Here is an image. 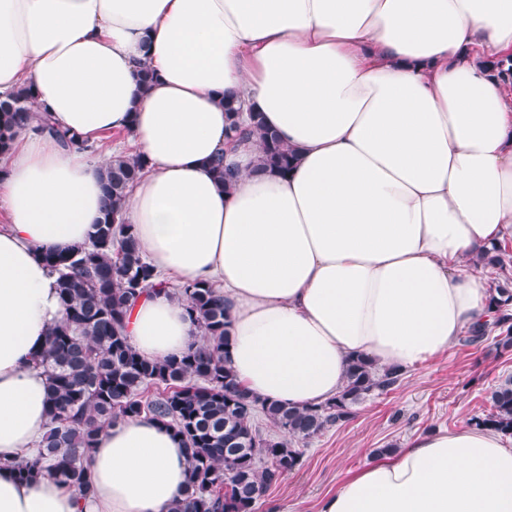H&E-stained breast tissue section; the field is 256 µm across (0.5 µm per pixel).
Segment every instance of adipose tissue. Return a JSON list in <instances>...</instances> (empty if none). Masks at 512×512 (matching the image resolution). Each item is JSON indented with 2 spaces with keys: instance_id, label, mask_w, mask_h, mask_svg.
<instances>
[{
  "instance_id": "ef3b65f1",
  "label": "adipose tissue",
  "mask_w": 512,
  "mask_h": 512,
  "mask_svg": "<svg viewBox=\"0 0 512 512\" xmlns=\"http://www.w3.org/2000/svg\"><path fill=\"white\" fill-rule=\"evenodd\" d=\"M509 57L512 0H0V99L26 85L59 128L130 132L141 251L217 287L237 382L297 408L335 397L352 360L413 369L489 321L477 256L512 238V80L493 66ZM228 96L294 150L288 173L258 136L226 138ZM116 155L25 126L0 158V512H168L188 480L180 438L146 417L100 434L94 496L15 470L46 429L62 317L42 254L87 241ZM125 331L158 361L207 341L165 291ZM319 512H512V448L479 426L421 433Z\"/></svg>"
}]
</instances>
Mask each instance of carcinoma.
Instances as JSON below:
<instances>
[{"mask_svg":"<svg viewBox=\"0 0 512 512\" xmlns=\"http://www.w3.org/2000/svg\"><path fill=\"white\" fill-rule=\"evenodd\" d=\"M228 136L247 133L240 108L224 103ZM36 122L64 145L90 149L86 140L59 131L22 86L0 101V153L10 147L13 128ZM250 130L263 140L266 164L285 171L294 155L252 115ZM214 178L231 185L224 156L210 160ZM143 164L136 158L116 157L102 175L106 202L100 223L90 239L65 252L47 251L43 259L55 276L54 287L63 318L48 331L42 365L48 380L49 429L35 460L17 476L31 481L49 474L87 497L94 485L84 465L96 448L104 427L127 418L146 416L169 427L184 443L190 473L182 497L170 512H256L267 491L302 465L303 449L334 425L347 422L353 408L367 397L393 389L403 372L376 368L357 359L349 365L343 390L320 406L296 408L259 402L238 385L224 364L227 313L224 298L212 285L197 281L174 287L188 316L203 328L207 343L180 358L152 361L140 357L124 334L130 305L163 286L142 256L133 227L123 220L128 190L140 178ZM478 261L504 270L512 256L508 243L492 248ZM498 334L496 348L512 350V289L509 279L494 285ZM152 386L162 388L154 399L145 396ZM490 408L471 419L512 436V378L489 392ZM264 414L284 433L276 439L260 434L256 413Z\"/></svg>","mask_w":512,"mask_h":512,"instance_id":"obj_1","label":"carcinoma"}]
</instances>
